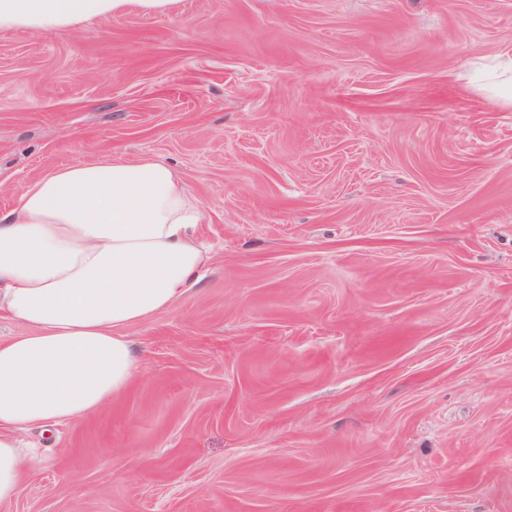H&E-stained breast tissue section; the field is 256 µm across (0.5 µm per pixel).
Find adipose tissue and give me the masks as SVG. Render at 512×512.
Instances as JSON below:
<instances>
[{
	"mask_svg": "<svg viewBox=\"0 0 512 512\" xmlns=\"http://www.w3.org/2000/svg\"><path fill=\"white\" fill-rule=\"evenodd\" d=\"M178 0H0V32L69 29L126 14L165 15ZM472 89L512 110V57L476 68ZM204 211L165 161H86L25 186L0 213V310L20 325L0 340V503L41 460L23 441L99 412L137 369L124 328L173 308L211 256Z\"/></svg>",
	"mask_w": 512,
	"mask_h": 512,
	"instance_id": "ef3b65f1",
	"label": "adipose tissue"
}]
</instances>
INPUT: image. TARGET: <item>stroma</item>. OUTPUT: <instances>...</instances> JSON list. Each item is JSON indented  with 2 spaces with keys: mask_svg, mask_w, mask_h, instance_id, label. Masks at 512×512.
Returning a JSON list of instances; mask_svg holds the SVG:
<instances>
[{
  "mask_svg": "<svg viewBox=\"0 0 512 512\" xmlns=\"http://www.w3.org/2000/svg\"><path fill=\"white\" fill-rule=\"evenodd\" d=\"M512 0H179L0 32V212L165 160L212 261L0 512H512ZM472 89L501 108L512 110V57L476 68L469 78Z\"/></svg>",
  "mask_w": 512,
  "mask_h": 512,
  "instance_id": "35a3bbf8",
  "label": "stroma"
}]
</instances>
